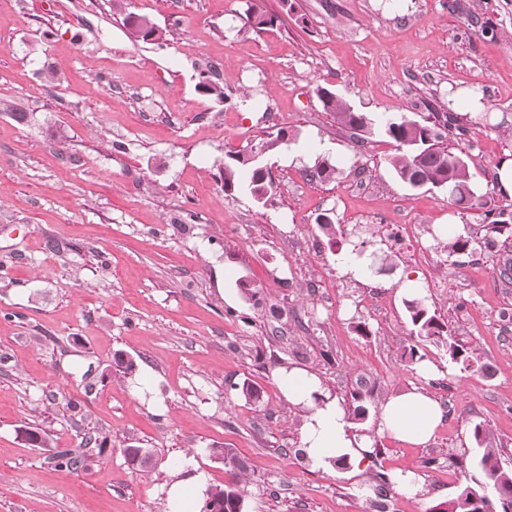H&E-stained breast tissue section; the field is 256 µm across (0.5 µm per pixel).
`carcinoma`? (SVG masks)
<instances>
[{
  "mask_svg": "<svg viewBox=\"0 0 512 512\" xmlns=\"http://www.w3.org/2000/svg\"><path fill=\"white\" fill-rule=\"evenodd\" d=\"M277 19L278 16L267 14L252 5L246 9V24L257 30L274 25ZM126 23L134 40L156 43L163 39V33L143 16L130 13L126 17ZM198 89L220 102L226 99L220 74L215 69L202 74ZM317 95L324 110L333 113L336 122L341 126L353 131L362 127L364 133L368 135L379 132L394 141L397 153L390 159V165L402 183L408 186L421 183L436 187L448 193V201L463 209L490 208L494 219L483 225L484 235L481 240L477 241L462 234L448 238L443 246L448 257L472 251L476 245L489 248L495 246L500 238H512V210L491 208L488 194L479 190L468 163L444 146L443 139L447 137V132L455 130L459 135L464 134V128L454 113L434 112L433 120L426 123L402 117L389 119L377 126L373 119L362 112L354 111L330 89L320 87ZM221 177L224 182V193L227 195L244 186L252 193L263 187H271L266 175L259 170L253 154L247 152H229L224 160ZM406 309L417 336L426 339L444 338L448 359L465 369L472 366L471 350L448 337L447 324L431 313L423 299L414 298L407 301ZM473 437L477 448L473 452L472 464L484 475L486 482L475 480L465 485L455 498L435 512H482L488 502L496 505L497 512H512V470L502 466L498 450L488 442L486 428L480 424L475 425ZM123 452L131 465L150 468L151 456L148 449L130 444ZM211 452L224 461V467L232 474L233 481L222 487H210L207 490L206 501L222 504L223 512H245L241 509V505L245 504V496L240 488L244 463L232 448H213ZM53 460L58 468L70 471L86 467L88 457L72 449H63L53 455Z\"/></svg>",
  "mask_w": 512,
  "mask_h": 512,
  "instance_id": "carcinoma-1",
  "label": "carcinoma"
}]
</instances>
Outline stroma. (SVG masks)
I'll return each instance as SVG.
<instances>
[{"label":"stroma","instance_id":"stroma-1","mask_svg":"<svg viewBox=\"0 0 512 512\" xmlns=\"http://www.w3.org/2000/svg\"><path fill=\"white\" fill-rule=\"evenodd\" d=\"M451 2L0 0V512H165L169 458L187 448L215 485L230 476L212 449H235L246 512H431L469 482L459 464L478 424L512 469V281L499 276L512 240L448 262L443 225L478 239L484 212L407 187L389 164L394 143L376 133L356 146L317 97L329 88L377 121L450 107L467 132L446 146L492 190L512 162V0ZM251 3L277 23L248 27ZM131 13L163 40L133 41ZM212 64L222 103L197 89ZM47 68L59 76L50 86ZM282 129L289 143L261 157L267 203L225 195L226 152ZM321 161L335 178L313 177ZM401 224L416 238L395 243ZM349 253L366 276L346 269ZM408 274L476 367L416 336ZM414 354L440 377L423 378ZM294 366L346 411L373 414L418 387L445 419L427 446L378 435L368 465L310 471L303 413L273 378ZM143 370L152 380L138 393ZM243 382L258 401L231 391ZM65 399L81 412L60 411ZM27 428L46 430L47 446ZM90 429L107 438L90 466L55 467L53 452ZM131 439L155 468L128 463ZM397 470L420 473L425 494L361 495Z\"/></svg>","mask_w":512,"mask_h":512}]
</instances>
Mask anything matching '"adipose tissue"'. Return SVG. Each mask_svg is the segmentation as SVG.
Wrapping results in <instances>:
<instances>
[{
	"instance_id": "obj_1",
	"label": "adipose tissue",
	"mask_w": 512,
	"mask_h": 512,
	"mask_svg": "<svg viewBox=\"0 0 512 512\" xmlns=\"http://www.w3.org/2000/svg\"><path fill=\"white\" fill-rule=\"evenodd\" d=\"M285 398L304 412L300 448L309 470L334 471L336 460L361 466L373 455L375 435H385L410 445L423 446L433 438L444 411L441 403L424 390L414 388L390 397L375 414L373 433L356 430L344 408L308 369L291 367L275 375ZM166 512H200L209 477L195 454L181 452L169 461Z\"/></svg>"
}]
</instances>
